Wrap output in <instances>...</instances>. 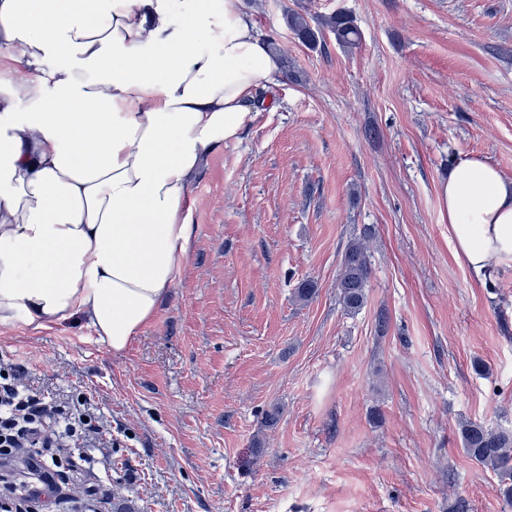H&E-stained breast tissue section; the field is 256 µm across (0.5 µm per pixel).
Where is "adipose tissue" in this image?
I'll return each mask as SVG.
<instances>
[{
    "label": "adipose tissue",
    "mask_w": 512,
    "mask_h": 512,
    "mask_svg": "<svg viewBox=\"0 0 512 512\" xmlns=\"http://www.w3.org/2000/svg\"><path fill=\"white\" fill-rule=\"evenodd\" d=\"M279 71L242 0H0V326L123 352L191 252L195 179ZM439 196L462 263L512 266V179L464 159Z\"/></svg>",
    "instance_id": "ef3b65f1"
}]
</instances>
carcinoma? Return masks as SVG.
<instances>
[{"mask_svg":"<svg viewBox=\"0 0 512 512\" xmlns=\"http://www.w3.org/2000/svg\"><path fill=\"white\" fill-rule=\"evenodd\" d=\"M284 23L304 45L315 48L323 41V28L313 26L306 15L292 9L284 12ZM326 27L342 46L359 44L360 32L353 19L343 13L335 14ZM370 234L363 233L351 239L342 255L336 278L339 301L344 311L355 315L367 300V286L371 273L370 256L366 241ZM462 447L474 462L491 469L501 482L502 496L512 503V431L493 430L475 422L462 426Z\"/></svg>","mask_w":512,"mask_h":512,"instance_id":"1","label":"carcinoma"}]
</instances>
